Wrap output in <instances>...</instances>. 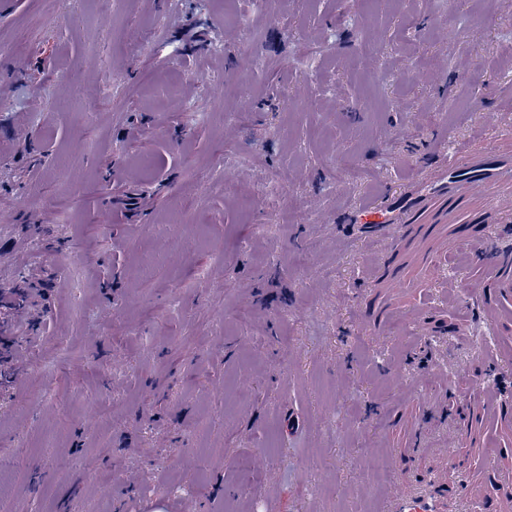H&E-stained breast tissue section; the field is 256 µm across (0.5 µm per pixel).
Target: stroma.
<instances>
[{
	"instance_id": "obj_1",
	"label": "stroma",
	"mask_w": 512,
	"mask_h": 512,
	"mask_svg": "<svg viewBox=\"0 0 512 512\" xmlns=\"http://www.w3.org/2000/svg\"><path fill=\"white\" fill-rule=\"evenodd\" d=\"M511 140L512 0H0V512H365L382 450L512 458V281L470 286L512 223L360 217Z\"/></svg>"
}]
</instances>
